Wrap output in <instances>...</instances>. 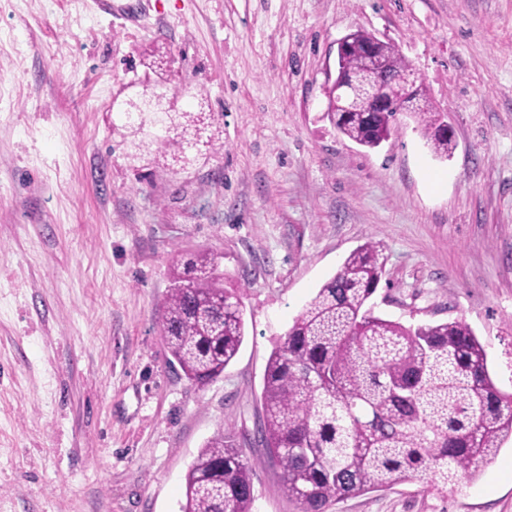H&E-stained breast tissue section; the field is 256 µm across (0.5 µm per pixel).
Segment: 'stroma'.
I'll return each mask as SVG.
<instances>
[{"label":"stroma","instance_id":"1","mask_svg":"<svg viewBox=\"0 0 512 512\" xmlns=\"http://www.w3.org/2000/svg\"><path fill=\"white\" fill-rule=\"evenodd\" d=\"M0 0V512H181L220 428L253 438L269 355L347 255L380 240L374 311L462 318L512 392V0ZM394 45L452 133L374 150L327 115L336 42ZM162 63L212 114L199 149L128 128ZM221 256L246 336L206 388L159 332L175 251ZM251 512H298L279 467ZM325 512H512V440L443 497L417 482Z\"/></svg>","mask_w":512,"mask_h":512}]
</instances>
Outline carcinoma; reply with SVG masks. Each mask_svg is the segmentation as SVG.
Masks as SVG:
<instances>
[{"label":"carcinoma","mask_w":512,"mask_h":512,"mask_svg":"<svg viewBox=\"0 0 512 512\" xmlns=\"http://www.w3.org/2000/svg\"><path fill=\"white\" fill-rule=\"evenodd\" d=\"M372 38L355 31L338 68L360 69ZM379 49L393 70L410 69L393 45ZM401 111L395 97L385 112L365 99L351 112L329 106L336 130L370 149L398 132ZM409 117L436 156L452 153L426 93ZM385 265L375 239L353 250L267 360L258 445L280 467L300 512H325L332 501L404 481L452 495L512 439V393L493 382L486 350L464 319L405 326L368 307ZM219 267L215 252L177 253L159 322L170 362L201 388L224 372L245 337L241 301L224 288ZM262 458L233 431H219L188 469L182 512H251Z\"/></svg>","instance_id":"obj_1"}]
</instances>
